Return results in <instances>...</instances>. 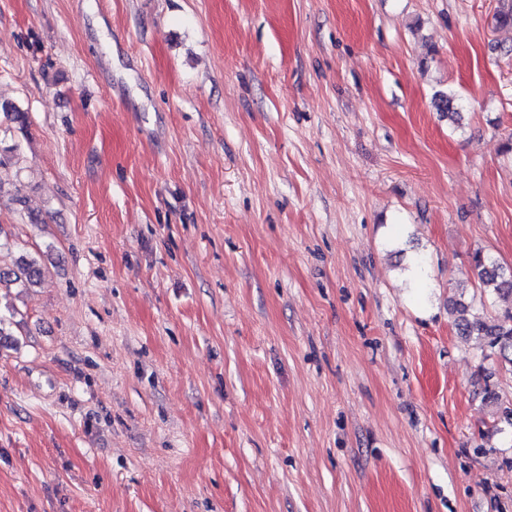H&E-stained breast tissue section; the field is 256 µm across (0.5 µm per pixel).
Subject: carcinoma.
Here are the masks:
<instances>
[{
    "label": "carcinoma",
    "mask_w": 512,
    "mask_h": 512,
    "mask_svg": "<svg viewBox=\"0 0 512 512\" xmlns=\"http://www.w3.org/2000/svg\"><path fill=\"white\" fill-rule=\"evenodd\" d=\"M438 112L455 122L460 115L456 98L439 92L434 100ZM471 266L478 280V286L490 297L512 299V266L504 265L481 250L472 254ZM44 271L34 260H21L14 276L0 273V287L20 283L34 285L43 277ZM468 306L459 299H448V314L453 326L463 336H475L494 350L502 363L512 367V309L490 320L474 315L467 316Z\"/></svg>",
    "instance_id": "carcinoma-1"
}]
</instances>
